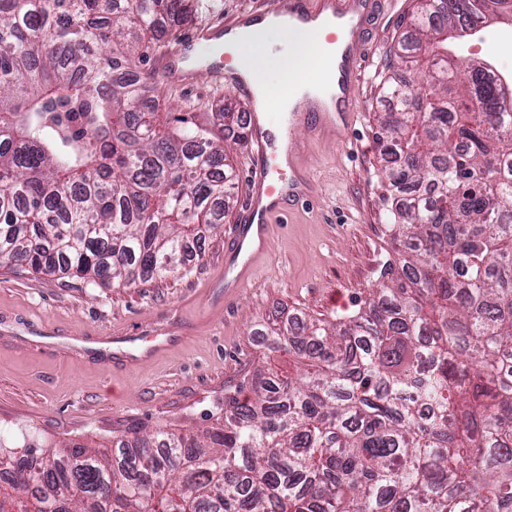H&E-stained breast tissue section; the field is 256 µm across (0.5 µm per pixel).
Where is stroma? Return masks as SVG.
<instances>
[{
    "mask_svg": "<svg viewBox=\"0 0 512 512\" xmlns=\"http://www.w3.org/2000/svg\"><path fill=\"white\" fill-rule=\"evenodd\" d=\"M416 0L396 12L378 5L361 50L371 64L353 91L360 103L344 142L306 127L303 165L316 187L313 203L296 207L270 228V249L245 288L216 303L224 245L247 191L246 146L225 131L234 168L233 202L221 230L207 234L186 269L128 286L90 284L60 274L0 266V449L90 448L158 429L203 432L224 415V395L254 368L280 364L279 354L251 336L298 309L316 316L355 310L396 261L387 213L389 193L375 142L385 110L382 86L389 50L409 32ZM457 58L488 62L512 77V25L486 24L453 42ZM160 109L192 112L207 124L217 107L245 111L247 101L200 81L192 89L159 84ZM177 326L180 342L128 368L76 349L79 340Z\"/></svg>",
    "mask_w": 512,
    "mask_h": 512,
    "instance_id": "1",
    "label": "stroma"
}]
</instances>
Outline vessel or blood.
<instances>
[{"label": "vessel or blood", "instance_id": "obj_1", "mask_svg": "<svg viewBox=\"0 0 512 512\" xmlns=\"http://www.w3.org/2000/svg\"><path fill=\"white\" fill-rule=\"evenodd\" d=\"M374 3L375 0H262L260 6L240 9L226 21L197 27L164 54L162 77L166 83L187 85L203 73L214 84L249 102V188L227 244L225 288L243 286L256 259L268 250L273 219L287 216L312 192L311 179L298 162L300 145L294 136L295 128L305 125L342 134L356 116L358 102L351 91L363 81L370 61L369 56L359 52L358 45ZM271 20L298 28L325 23L344 35L325 76L312 86L311 97H297L295 85L282 86L281 103L274 112L256 108L251 85L233 67L209 59L213 42L225 34L238 28L258 36ZM169 343L165 335L148 345L137 336H116L111 348L90 347L86 353L104 358L116 352L135 360L157 354Z\"/></svg>", "mask_w": 512, "mask_h": 512}]
</instances>
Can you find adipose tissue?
Here are the masks:
<instances>
[{
	"label": "adipose tissue",
	"mask_w": 512,
	"mask_h": 512,
	"mask_svg": "<svg viewBox=\"0 0 512 512\" xmlns=\"http://www.w3.org/2000/svg\"><path fill=\"white\" fill-rule=\"evenodd\" d=\"M321 30L288 31L269 27L263 42L237 41L231 56L253 84L259 99L277 96L278 87L270 82L271 73L292 77L303 72L308 82L317 81L328 65L331 44Z\"/></svg>",
	"instance_id": "ef3b65f1"
}]
</instances>
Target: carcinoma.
<instances>
[{
  "instance_id": "carcinoma-1",
  "label": "carcinoma",
  "mask_w": 512,
  "mask_h": 512,
  "mask_svg": "<svg viewBox=\"0 0 512 512\" xmlns=\"http://www.w3.org/2000/svg\"><path fill=\"white\" fill-rule=\"evenodd\" d=\"M199 0H0V266L132 284L186 264L232 202L219 141L143 106L141 42ZM512 0H418L375 140L392 187L388 263L355 314L250 331L288 355L224 396V422L109 450L0 460V512H512V111L457 30ZM425 101L421 112L415 102Z\"/></svg>"
}]
</instances>
